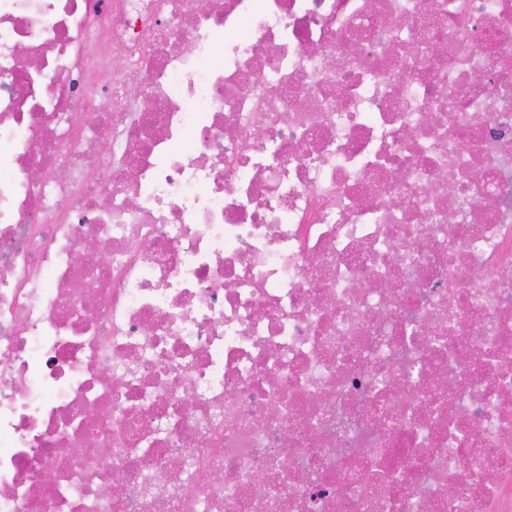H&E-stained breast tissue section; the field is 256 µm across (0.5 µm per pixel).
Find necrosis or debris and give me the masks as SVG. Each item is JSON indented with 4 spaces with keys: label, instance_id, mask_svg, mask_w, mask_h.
I'll list each match as a JSON object with an SVG mask.
<instances>
[{
    "label": "necrosis or debris",
    "instance_id": "1",
    "mask_svg": "<svg viewBox=\"0 0 512 512\" xmlns=\"http://www.w3.org/2000/svg\"><path fill=\"white\" fill-rule=\"evenodd\" d=\"M0 512H512V0H0Z\"/></svg>",
    "mask_w": 512,
    "mask_h": 512
}]
</instances>
